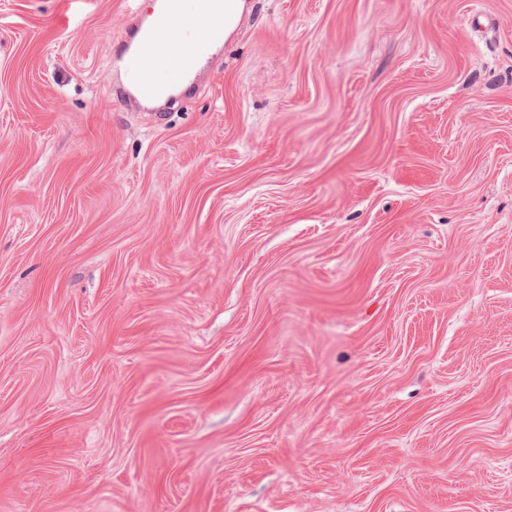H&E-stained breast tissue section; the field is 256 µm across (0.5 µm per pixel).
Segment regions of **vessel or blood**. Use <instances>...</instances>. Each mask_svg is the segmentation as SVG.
<instances>
[{
    "instance_id": "obj_1",
    "label": "vessel or blood",
    "mask_w": 512,
    "mask_h": 512,
    "mask_svg": "<svg viewBox=\"0 0 512 512\" xmlns=\"http://www.w3.org/2000/svg\"><path fill=\"white\" fill-rule=\"evenodd\" d=\"M183 28L199 29L198 39L207 45L219 43L224 34L223 27L214 25L211 16L183 11L181 0H164V7L154 24L137 26L136 30L126 35L125 46L130 53L132 65L140 69L152 64L153 59L148 51L154 48L156 40L173 39L176 31ZM199 61L200 55L196 52L165 57L167 79L158 81L149 76L145 77L136 87L138 96L147 101L168 99L173 86L198 72Z\"/></svg>"
}]
</instances>
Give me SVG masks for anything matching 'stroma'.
<instances>
[{
    "mask_svg": "<svg viewBox=\"0 0 512 512\" xmlns=\"http://www.w3.org/2000/svg\"><path fill=\"white\" fill-rule=\"evenodd\" d=\"M0 0V512H512V0ZM164 8L160 11L161 4L154 6V16L159 13L153 25L143 26L136 24V28L131 32H126L125 47L130 52V61L135 68L143 69L147 64L150 70L154 67V61L147 54L149 49H154L155 42L159 38L169 40H158L156 53L166 55L171 53H184L192 51L197 45V39H192L198 33L195 30L187 39H178L170 41L178 29L197 28L202 33L198 35V40L204 45L197 51L189 54H178L174 56H165L164 62L168 72V78L164 81L154 80L152 76L145 77L137 85V95L147 101H162L168 99L173 86L180 84L192 77L199 68L200 56L206 51V45L217 44L223 37L224 30L230 32L236 26L240 16L245 9L244 0H225L216 2L214 11L218 13L222 20V26L212 25V15H199L184 12L180 0H163ZM228 1V2H227ZM224 5V9H223ZM153 16V17H154ZM140 33V39L134 43L137 34ZM149 70V71H150Z\"/></svg>",
    "mask_w": 512,
    "mask_h": 512,
    "instance_id": "35a3bbf8",
    "label": "stroma"
}]
</instances>
